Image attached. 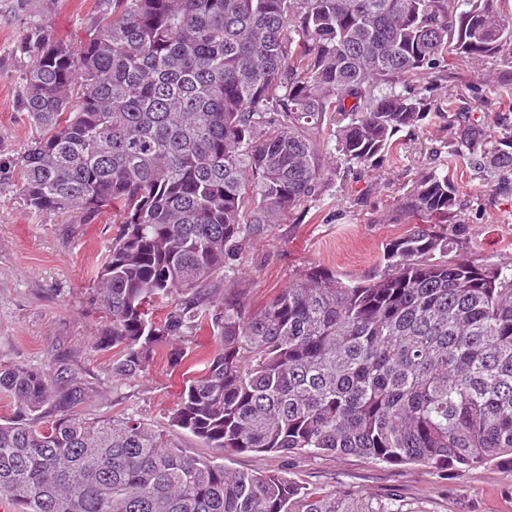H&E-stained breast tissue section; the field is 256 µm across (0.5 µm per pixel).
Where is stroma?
<instances>
[{
	"label": "stroma",
	"instance_id": "stroma-1",
	"mask_svg": "<svg viewBox=\"0 0 512 512\" xmlns=\"http://www.w3.org/2000/svg\"><path fill=\"white\" fill-rule=\"evenodd\" d=\"M98 11L99 0H0V363L64 370L90 394L80 407L85 416H135L193 455L232 469L277 472L324 493L394 499L414 512H512V472L494 464L451 473L356 455L227 453L186 437L171 416L186 368L219 345L212 330L178 341L180 365H170L171 347L162 344L138 376L113 377L111 352L94 347L107 324L92 280L116 225L107 214L86 223L74 212L34 211L15 191V162L39 134L20 108L30 60L20 42L39 26L57 42L78 43L94 30ZM456 132L447 119L429 115L419 128L399 133L398 153L380 167L332 181L303 223L268 225L237 262L235 285L246 289L249 304L261 305L311 263L355 278L376 274L385 244L414 224L399 209L401 197L423 173L452 165ZM454 177L458 193L448 231L460 242V258L485 266L512 262V187L493 189L462 167Z\"/></svg>",
	"mask_w": 512,
	"mask_h": 512
}]
</instances>
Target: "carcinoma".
Instances as JSON below:
<instances>
[{
  "mask_svg": "<svg viewBox=\"0 0 512 512\" xmlns=\"http://www.w3.org/2000/svg\"><path fill=\"white\" fill-rule=\"evenodd\" d=\"M30 43L21 104L39 136L16 192L118 225L94 288L112 376L208 327L220 346L171 422L209 447L512 470V268L454 256L447 172L402 198L417 223L373 277L309 265L256 309L221 288L268 225L308 212L326 172L378 166L431 112H454L451 156L511 175L509 117L497 136L466 123L453 70L491 59L512 83V0H103L86 41L38 28ZM157 297L177 299L160 323ZM0 391L15 405L0 497L17 512H406L229 470L134 417L87 418L86 389L60 373L0 363Z\"/></svg>",
  "mask_w": 512,
  "mask_h": 512,
  "instance_id": "1",
  "label": "carcinoma"
}]
</instances>
